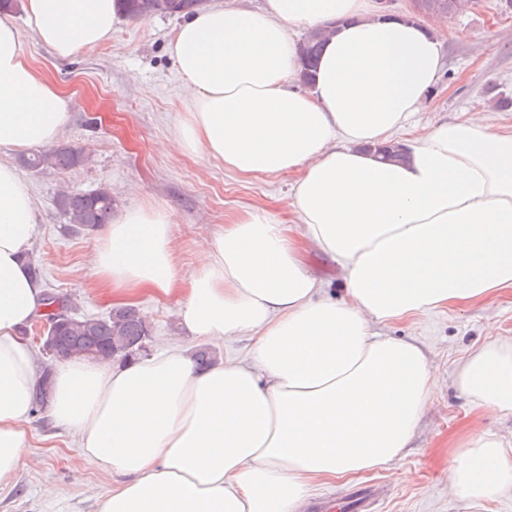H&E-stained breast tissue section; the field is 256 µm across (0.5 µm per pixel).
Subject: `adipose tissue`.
Wrapping results in <instances>:
<instances>
[{
  "instance_id": "obj_1",
  "label": "adipose tissue",
  "mask_w": 512,
  "mask_h": 512,
  "mask_svg": "<svg viewBox=\"0 0 512 512\" xmlns=\"http://www.w3.org/2000/svg\"><path fill=\"white\" fill-rule=\"evenodd\" d=\"M25 8L38 41L61 58L108 43L120 22L116 0ZM331 24L314 86L297 88L295 31ZM433 31L381 19L369 0H265L256 10L213 0L176 31L170 53L187 109L172 148L246 177L296 175L298 233L273 211L247 210L185 282L168 209H128L106 226L93 261L106 296L172 298L191 337L252 343L244 358L206 369L176 341L124 366L58 365L53 422L124 477L99 512H299L315 482L409 448L433 405V368L426 347L377 325L512 290V134L477 112L413 139L404 161L368 151L422 111L442 69ZM71 102L26 60L16 22L0 14V149L53 145ZM35 233L31 188L0 159V486L21 465L40 377L19 334L42 307L24 261ZM312 252L335 261L341 297L310 271ZM454 385L480 413H512V344L468 354ZM505 443L472 419L449 493L512 496Z\"/></svg>"
}]
</instances>
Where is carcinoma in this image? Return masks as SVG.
Masks as SVG:
<instances>
[{
    "mask_svg": "<svg viewBox=\"0 0 512 512\" xmlns=\"http://www.w3.org/2000/svg\"><path fill=\"white\" fill-rule=\"evenodd\" d=\"M427 2L433 13L440 16L452 17L463 7V0ZM200 7V0H119L120 11L132 19L154 15L185 16ZM322 42L320 32L316 31L307 34L300 44V57L308 77L314 76ZM82 162L83 157L78 151L64 145L19 157L22 167L35 171L71 168ZM56 206L69 221L71 230L79 232L110 223L117 204L109 189L98 188L86 193H61L56 198ZM54 301L59 303L60 310L69 313V318L57 331L54 347L46 351L50 369L74 356L110 359L117 348L121 350L119 357L128 359L140 351L150 335V324L136 308L127 307L116 313L111 311L102 317H84L73 314L74 305L65 297L56 295ZM52 377L51 373L41 374L33 395L32 411L39 412L48 405Z\"/></svg>",
    "mask_w": 512,
    "mask_h": 512,
    "instance_id": "obj_1",
    "label": "carcinoma"
}]
</instances>
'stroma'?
Masks as SVG:
<instances>
[{
	"label": "stroma",
	"instance_id": "35a3bbf8",
	"mask_svg": "<svg viewBox=\"0 0 512 512\" xmlns=\"http://www.w3.org/2000/svg\"><path fill=\"white\" fill-rule=\"evenodd\" d=\"M27 59L61 88L74 104L60 144L81 151L85 160L68 169L19 175L36 201V237L28 251L43 269L44 292L67 296L82 316L112 309L94 286L93 255L100 230L75 233L55 199L60 192L111 189L119 209L154 205L169 209L171 236L180 276H191L200 253L236 215L253 206L286 214L294 175L243 177L201 153H162L159 142L174 139L185 112L182 82L169 55L180 17L123 19L111 41L68 59L54 56L34 37L25 8L12 10ZM444 66L425 111L414 118L416 132L441 122L486 113L491 124L512 132V5L477 0L468 11L445 19L438 33ZM383 335L415 340L430 350L437 388L405 453L394 462L350 479L316 483L301 512L329 503L343 512L346 497L369 488L373 512H512V496L477 502L448 495L449 445L473 417L491 434L512 437L511 414L477 415L452 384L467 353L493 340H512V291L470 307L430 312L381 326ZM29 437L14 485L0 489V512H97V500L120 484L87 460L74 438L49 414L31 415ZM57 495L48 499L44 486Z\"/></svg>",
	"mask_w": 512,
	"mask_h": 512
}]
</instances>
